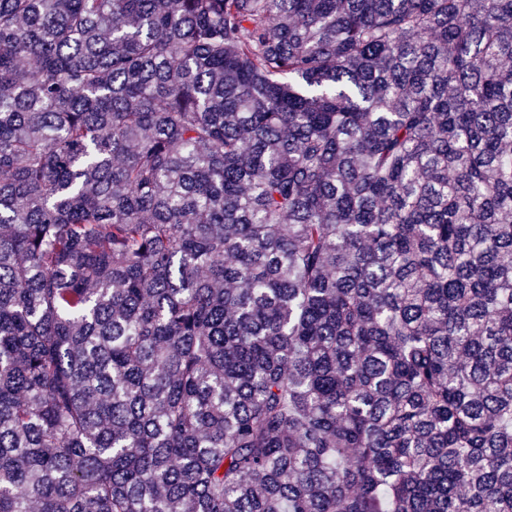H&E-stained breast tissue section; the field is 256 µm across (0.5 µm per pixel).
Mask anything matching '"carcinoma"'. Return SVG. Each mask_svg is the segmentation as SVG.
I'll return each instance as SVG.
<instances>
[{
    "mask_svg": "<svg viewBox=\"0 0 512 512\" xmlns=\"http://www.w3.org/2000/svg\"><path fill=\"white\" fill-rule=\"evenodd\" d=\"M512 512V0H0V512Z\"/></svg>",
    "mask_w": 512,
    "mask_h": 512,
    "instance_id": "obj_1",
    "label": "carcinoma"
}]
</instances>
